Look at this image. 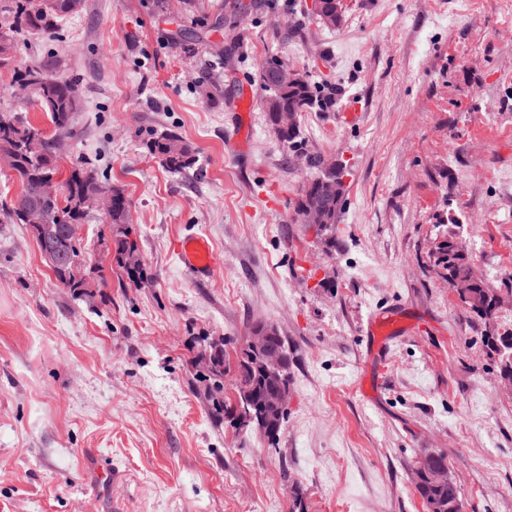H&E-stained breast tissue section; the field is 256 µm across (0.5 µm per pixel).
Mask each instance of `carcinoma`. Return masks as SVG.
Wrapping results in <instances>:
<instances>
[{
	"label": "carcinoma",
	"instance_id": "1",
	"mask_svg": "<svg viewBox=\"0 0 512 512\" xmlns=\"http://www.w3.org/2000/svg\"><path fill=\"white\" fill-rule=\"evenodd\" d=\"M81 5L82 0H0V69L10 65L19 39L29 35L47 39L55 37L63 19L78 12ZM284 65L285 60L269 57L261 68L266 120L271 128H276L281 112L294 110L300 113L314 107L329 110L335 106L336 97L332 92L325 88L321 90L305 79L288 86L266 83L265 76ZM12 79L27 87L26 102L46 114L53 132L19 118L14 112H0V164L5 165L20 184V191L15 197L0 205V221L24 224L26 211L33 205H39L46 219L31 226V233L40 251L58 256L56 279L72 294L83 296L90 287L89 274L85 272L84 250L79 240L66 235V225L86 217V212L79 210L85 198L109 193L112 195V207L101 218V222L109 227V236L101 238V245L106 254L126 270L130 281L135 283L148 277L142 268L137 241L132 238L124 193L103 183L93 168L76 165L62 182L60 197L56 199L41 198L37 194L41 181L58 174L56 139L72 133L75 112L81 108L77 81L54 74L38 61L14 68ZM277 136L288 152L302 153L307 169L311 170V179L297 195L295 214H301L306 208L318 209L322 223L314 225L316 236L327 246H335L333 231L345 193L337 197L325 195L319 179L337 177L336 159L310 150L297 124L280 131ZM145 147L171 172L187 171L197 162L192 145L171 131L153 134ZM433 266L448 287L458 291L460 301L484 321L487 346L503 360L500 374L512 379V362L505 361L512 356V330L502 334L499 326L493 323L501 299L506 295L512 296V287L493 288L483 280L469 277L472 260L464 246L452 237L445 240L440 252L433 257ZM197 358L208 360L198 377L206 383L211 419L236 429H247L246 421L264 417L271 423V428L263 436L270 445H276L287 414L279 395L281 388L289 386L288 378L280 382L271 380L263 369L255 365L251 351L246 347L238 357L235 398L231 399L224 394V375L230 370L224 342L201 338ZM446 468L448 459L442 453H429L417 462L416 491L428 512H460L459 491L453 481L436 485L430 479V471Z\"/></svg>",
	"mask_w": 512,
	"mask_h": 512
}]
</instances>
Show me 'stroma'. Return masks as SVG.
Instances as JSON below:
<instances>
[{
    "label": "stroma",
    "instance_id": "1",
    "mask_svg": "<svg viewBox=\"0 0 512 512\" xmlns=\"http://www.w3.org/2000/svg\"><path fill=\"white\" fill-rule=\"evenodd\" d=\"M235 1L83 0L57 38L17 45L16 64L78 82L61 164L123 191L149 282L126 286L91 220L95 288L74 296L0 223V512H291L294 487L304 512H428L413 470L431 451L462 512H512V393L431 262L450 234L490 286L512 280V0H343L333 29L309 0ZM219 14L234 26L180 37ZM271 56L336 89L335 111L299 118L350 171L332 248L296 221L306 174L265 121ZM170 130L196 151L186 173L145 149ZM189 234L215 254L202 280L178 259ZM259 320L291 360L274 448L211 421L191 349L240 355Z\"/></svg>",
    "mask_w": 512,
    "mask_h": 512
}]
</instances>
